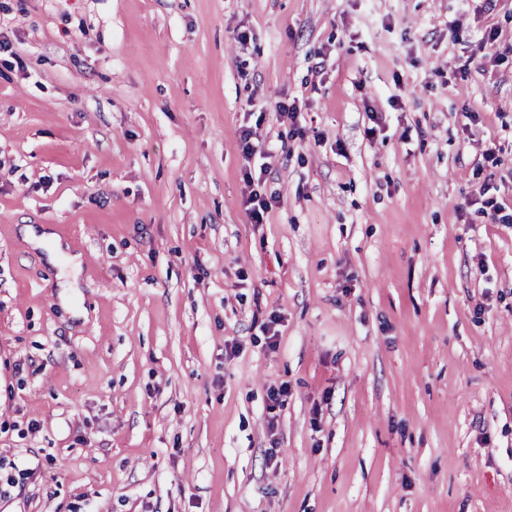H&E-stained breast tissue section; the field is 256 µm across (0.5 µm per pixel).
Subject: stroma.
Wrapping results in <instances>:
<instances>
[{"label": "stroma", "instance_id": "stroma-1", "mask_svg": "<svg viewBox=\"0 0 512 512\" xmlns=\"http://www.w3.org/2000/svg\"><path fill=\"white\" fill-rule=\"evenodd\" d=\"M0 39V512H512V0H0ZM254 132L251 126H241L239 129V145L245 161L249 162L256 156L265 160L271 158L268 151L254 142ZM269 168L270 163L266 161L260 164L259 173H256L255 169L254 172H252L250 165H248V167H244V181L250 188L249 195L247 196L244 204L249 214L251 223L254 224L266 223V216L273 206V195L271 194L268 198L266 193L260 191L263 184L265 183L263 178Z\"/></svg>", "mask_w": 512, "mask_h": 512}]
</instances>
